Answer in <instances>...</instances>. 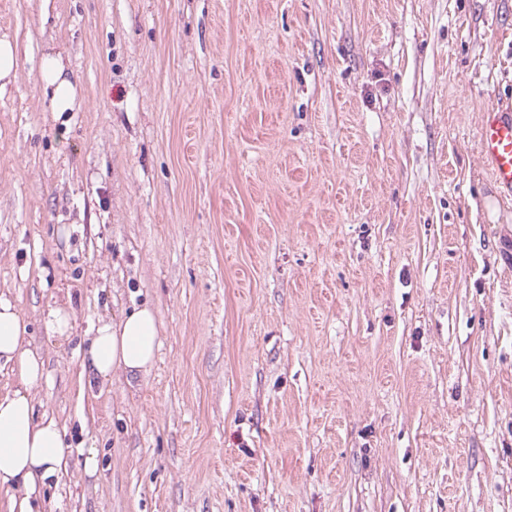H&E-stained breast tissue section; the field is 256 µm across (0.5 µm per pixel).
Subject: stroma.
Wrapping results in <instances>:
<instances>
[{"label": "stroma", "mask_w": 512, "mask_h": 512, "mask_svg": "<svg viewBox=\"0 0 512 512\" xmlns=\"http://www.w3.org/2000/svg\"><path fill=\"white\" fill-rule=\"evenodd\" d=\"M4 37L0 295L73 449L43 512H512V202L478 145L512 0H0ZM144 305L150 371L89 384V331ZM16 48L7 38L0 39V95L15 78ZM40 81L44 94L50 98V110L56 114L57 119L67 112L80 109L76 83L60 53L48 52L44 56Z\"/></svg>", "instance_id": "1"}]
</instances>
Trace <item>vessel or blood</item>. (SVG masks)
<instances>
[{
	"label": "vessel or blood",
	"mask_w": 512,
	"mask_h": 512,
	"mask_svg": "<svg viewBox=\"0 0 512 512\" xmlns=\"http://www.w3.org/2000/svg\"><path fill=\"white\" fill-rule=\"evenodd\" d=\"M480 153L498 193L512 196V106H484L479 130Z\"/></svg>",
	"instance_id": "1"
}]
</instances>
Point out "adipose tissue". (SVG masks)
Returning <instances> with one entry per match:
<instances>
[{"label": "adipose tissue", "instance_id": "ef3b65f1", "mask_svg": "<svg viewBox=\"0 0 512 512\" xmlns=\"http://www.w3.org/2000/svg\"><path fill=\"white\" fill-rule=\"evenodd\" d=\"M40 81L56 116L79 110L78 90L60 53L44 56ZM25 333L16 307L0 297V359L12 363L17 380L0 397V493L8 512H34L42 487L66 471L70 454L57 420L37 410L33 391L49 374L43 355L25 345ZM158 347L157 320L145 306L96 327L84 370L94 383L117 371L134 379L150 370Z\"/></svg>", "mask_w": 512, "mask_h": 512}]
</instances>
